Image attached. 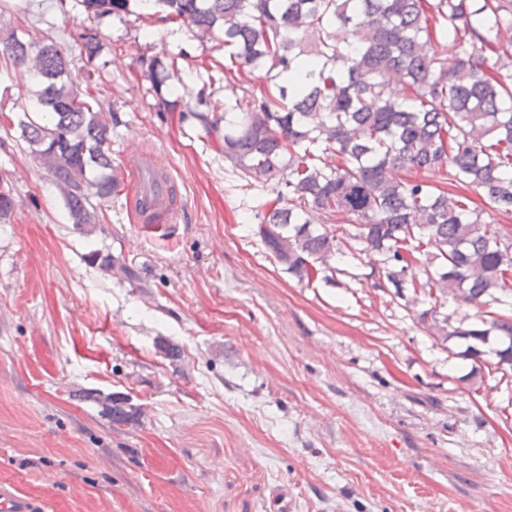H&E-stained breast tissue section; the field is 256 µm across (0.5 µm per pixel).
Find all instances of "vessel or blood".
I'll return each mask as SVG.
<instances>
[{
  "label": "vessel or blood",
  "instance_id": "1",
  "mask_svg": "<svg viewBox=\"0 0 512 512\" xmlns=\"http://www.w3.org/2000/svg\"><path fill=\"white\" fill-rule=\"evenodd\" d=\"M127 163L132 173H139L147 166L157 174L154 188L130 198L129 206L140 212L145 226L160 229L169 227L170 223L175 222L178 210L168 179L160 175L161 163L155 155L141 150L130 153Z\"/></svg>",
  "mask_w": 512,
  "mask_h": 512
}]
</instances>
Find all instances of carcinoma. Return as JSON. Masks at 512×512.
<instances>
[{"mask_svg":"<svg viewBox=\"0 0 512 512\" xmlns=\"http://www.w3.org/2000/svg\"><path fill=\"white\" fill-rule=\"evenodd\" d=\"M147 2L152 12L141 16L222 42L237 72L267 67L260 94L206 98L192 116L220 141L224 160L276 192L256 210L255 234L288 272L328 281L342 272L333 260L369 256L383 292L402 299L410 288L479 309L456 326L434 307L420 319L467 342L472 374L512 372V235L490 230L468 195L512 215V0H76L89 16L115 17ZM99 50L97 34L82 32L81 54L91 61ZM4 51L39 90L33 107L1 113L0 126L19 131L73 224L91 234L99 217L88 190L105 199L119 187L110 150L117 113L70 80L71 59L54 43L13 30ZM176 69L173 60L142 63L164 106L176 105L165 97ZM394 83L405 97L394 96ZM400 170H443L453 191L400 180ZM90 259L138 280L110 253ZM492 336L506 346L483 349Z\"/></svg>","mask_w":512,"mask_h":512,"instance_id":"cac0c4a2","label":"carcinoma"}]
</instances>
